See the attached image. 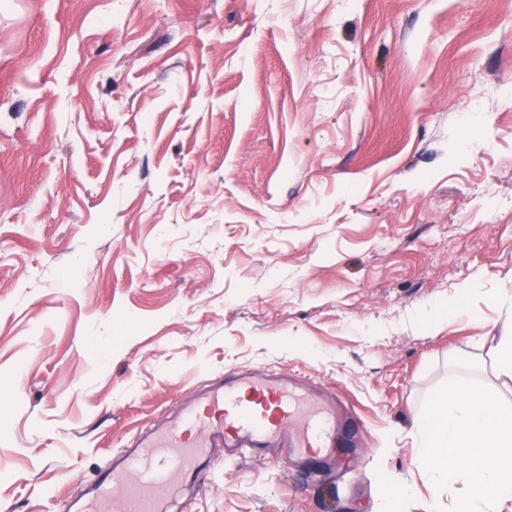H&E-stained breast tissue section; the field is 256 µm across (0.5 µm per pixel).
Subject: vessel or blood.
<instances>
[{"label":"vessel or blood","instance_id":"b4317fda","mask_svg":"<svg viewBox=\"0 0 512 512\" xmlns=\"http://www.w3.org/2000/svg\"><path fill=\"white\" fill-rule=\"evenodd\" d=\"M348 441L308 381L287 371L252 372L212 384L180 408L174 425L120 452L94 483L92 500L112 512H161L170 485L215 471L221 459L273 448L309 461Z\"/></svg>","mask_w":512,"mask_h":512}]
</instances>
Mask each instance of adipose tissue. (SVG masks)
<instances>
[{"instance_id":"1","label":"adipose tissue","mask_w":512,"mask_h":512,"mask_svg":"<svg viewBox=\"0 0 512 512\" xmlns=\"http://www.w3.org/2000/svg\"><path fill=\"white\" fill-rule=\"evenodd\" d=\"M492 351L495 383L449 379L417 426L423 478L447 490L448 512H500L512 501V324Z\"/></svg>"}]
</instances>
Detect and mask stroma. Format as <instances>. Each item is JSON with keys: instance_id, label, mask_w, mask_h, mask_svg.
Instances as JSON below:
<instances>
[{"instance_id": "1", "label": "stroma", "mask_w": 512, "mask_h": 512, "mask_svg": "<svg viewBox=\"0 0 512 512\" xmlns=\"http://www.w3.org/2000/svg\"><path fill=\"white\" fill-rule=\"evenodd\" d=\"M511 319L512 0H0V512L261 369L355 445L166 512H426L416 419Z\"/></svg>"}]
</instances>
